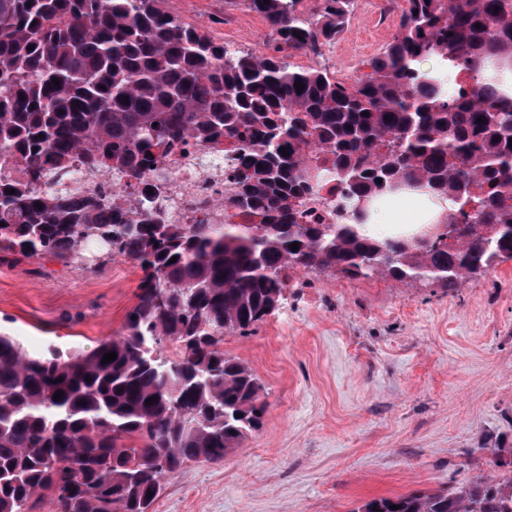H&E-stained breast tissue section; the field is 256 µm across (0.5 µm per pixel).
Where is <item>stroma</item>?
Segmentation results:
<instances>
[{
	"instance_id": "1",
	"label": "stroma",
	"mask_w": 512,
	"mask_h": 512,
	"mask_svg": "<svg viewBox=\"0 0 512 512\" xmlns=\"http://www.w3.org/2000/svg\"><path fill=\"white\" fill-rule=\"evenodd\" d=\"M215 42L271 44L243 0H167ZM393 0H355L339 38L302 68L350 81L389 42ZM141 272L121 257L94 273L48 258L0 264V331L31 353L112 338ZM224 351L262 386L263 427L216 462L165 476L151 512H354L377 497L450 488L512 460V257L453 288L292 269L279 308Z\"/></svg>"
}]
</instances>
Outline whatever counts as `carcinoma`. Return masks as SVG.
<instances>
[{
	"label": "carcinoma",
	"mask_w": 512,
	"mask_h": 512,
	"mask_svg": "<svg viewBox=\"0 0 512 512\" xmlns=\"http://www.w3.org/2000/svg\"><path fill=\"white\" fill-rule=\"evenodd\" d=\"M246 2L276 34L267 52L217 44L163 0H0V263L95 270L120 256L142 272L120 333L89 350L32 356L0 333V512L45 499L52 512H149L165 476L260 430L262 386L220 343L275 311L288 270L451 288L512 254V94L492 74L512 65V0H402L392 40L352 82L282 51L319 53L353 0L309 14L298 0ZM190 141L224 144L232 163L222 224L166 223L155 184L131 213L104 192L44 188L76 158L159 179ZM330 185L336 222H308ZM414 186L466 231L416 245L354 230L367 203ZM492 464L511 470L357 512H512V462Z\"/></svg>",
	"instance_id": "1"
}]
</instances>
